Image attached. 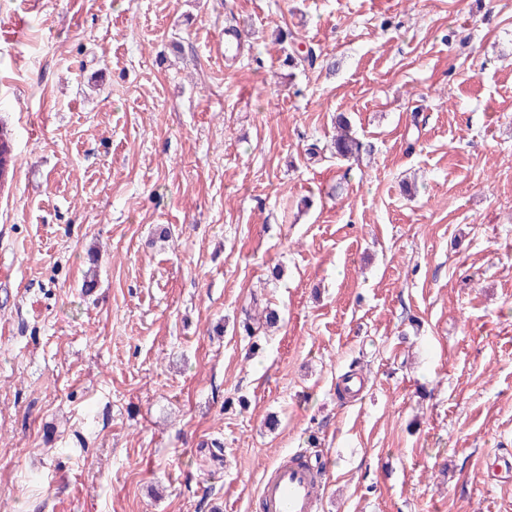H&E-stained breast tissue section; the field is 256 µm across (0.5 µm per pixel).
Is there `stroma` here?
I'll list each match as a JSON object with an SVG mask.
<instances>
[{"label": "stroma", "instance_id": "1", "mask_svg": "<svg viewBox=\"0 0 512 512\" xmlns=\"http://www.w3.org/2000/svg\"><path fill=\"white\" fill-rule=\"evenodd\" d=\"M1 120L0 512H512V0H0ZM331 149L337 159L347 161L358 158L366 150L364 143L352 132L349 119L343 114L336 116V136ZM323 488L321 472L288 460L264 470L258 497L265 512H315Z\"/></svg>", "mask_w": 512, "mask_h": 512}]
</instances>
